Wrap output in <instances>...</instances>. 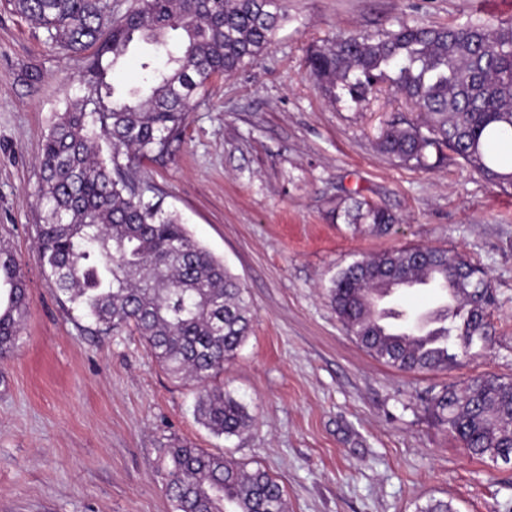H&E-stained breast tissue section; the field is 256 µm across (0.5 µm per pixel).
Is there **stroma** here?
Segmentation results:
<instances>
[{"mask_svg": "<svg viewBox=\"0 0 512 512\" xmlns=\"http://www.w3.org/2000/svg\"><path fill=\"white\" fill-rule=\"evenodd\" d=\"M262 56L213 77L182 135L145 161L143 186L247 291L252 331L215 379L252 423L217 436L196 418L195 384L172 378L130 329L110 334L60 302L36 248L38 155L58 113L85 93L89 52L50 44L0 0V240L29 306L0 357V512H176L157 450L177 438L266 470L288 512H512V463L483 462L426 409L430 389L471 377L512 379V195L469 167L398 163L387 121L417 110L380 82L368 102L330 96L312 51L340 35L403 21L428 26L512 19L503 0H281ZM366 200L394 214L390 233L337 217ZM436 247L485 272L496 305L490 343L466 363L402 372L349 336L326 297L363 255Z\"/></svg>", "mask_w": 512, "mask_h": 512, "instance_id": "35a3bbf8", "label": "stroma"}]
</instances>
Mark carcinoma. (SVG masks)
<instances>
[{
  "instance_id": "carcinoma-1",
  "label": "carcinoma",
  "mask_w": 512,
  "mask_h": 512,
  "mask_svg": "<svg viewBox=\"0 0 512 512\" xmlns=\"http://www.w3.org/2000/svg\"><path fill=\"white\" fill-rule=\"evenodd\" d=\"M14 11L69 51L96 48L91 92L57 116L41 148L37 204L43 270L65 301L98 332L131 327L171 377L198 387L196 411L217 435H235L250 416L221 387L224 371L252 328L250 304L237 277L195 241L180 218L147 198L138 167L180 136L194 98L209 77L256 61L281 19L278 0H138L122 20L107 0H10ZM180 39L169 47V33ZM166 47L163 65L141 63V83L106 81L134 41ZM319 84L356 103L386 79L421 114L389 125L379 149L416 166L448 154L497 185L512 189V22L398 29L343 36L308 60ZM345 215L377 231L395 222L387 210L353 201ZM427 281L454 305L438 310L433 336L385 331L374 305L381 284L397 291ZM482 272L446 250L411 247L362 258L331 279L328 297L347 334L377 361L404 372L437 371L488 341ZM28 295L18 260L0 247V357L19 338ZM427 410L472 455L512 457V380L471 379L458 391H430ZM162 487L177 512H288L281 485L266 471L179 440L159 449Z\"/></svg>"
}]
</instances>
